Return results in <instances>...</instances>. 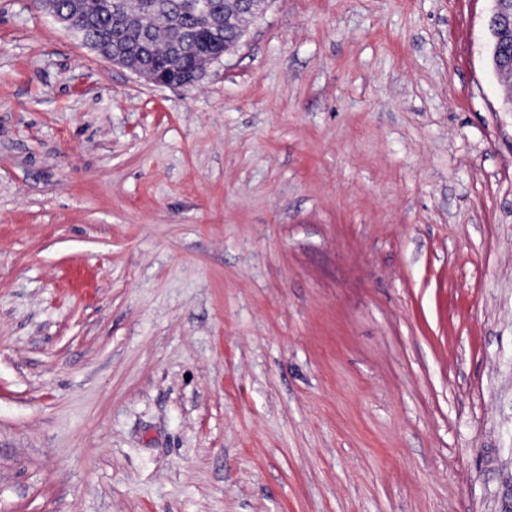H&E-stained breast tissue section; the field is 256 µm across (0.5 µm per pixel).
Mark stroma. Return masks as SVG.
<instances>
[{
  "instance_id": "1",
  "label": "stroma",
  "mask_w": 512,
  "mask_h": 512,
  "mask_svg": "<svg viewBox=\"0 0 512 512\" xmlns=\"http://www.w3.org/2000/svg\"><path fill=\"white\" fill-rule=\"evenodd\" d=\"M494 0H268L193 87L0 0V512H512Z\"/></svg>"
}]
</instances>
